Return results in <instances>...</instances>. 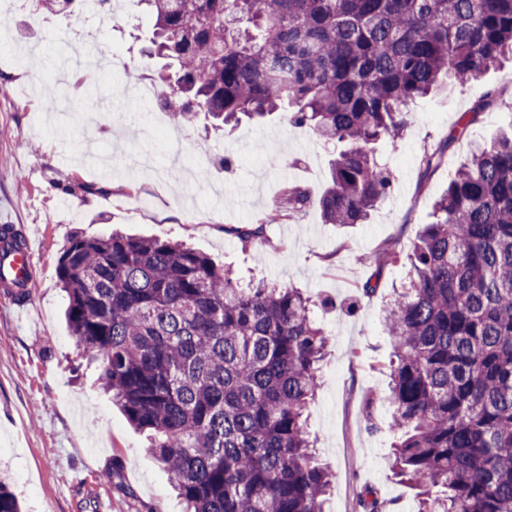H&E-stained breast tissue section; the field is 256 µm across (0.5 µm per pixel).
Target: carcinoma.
Returning <instances> with one entry per match:
<instances>
[{
  "label": "carcinoma",
  "instance_id": "cac0c4a2",
  "mask_svg": "<svg viewBox=\"0 0 512 512\" xmlns=\"http://www.w3.org/2000/svg\"><path fill=\"white\" fill-rule=\"evenodd\" d=\"M41 2L53 14L83 0ZM136 2L177 124L278 112L343 145L318 199L288 185L267 221L225 229L251 245L313 204L326 224L366 221L394 180L375 147L398 149L410 105L512 63V0ZM497 97L461 113L448 141ZM23 246L0 227L1 283ZM397 260L390 242L374 252L362 297ZM407 260L385 317L395 472L422 512H512V130L458 169ZM56 274L72 336L130 425L150 432L186 512H325L332 474L306 419L329 337L300 289L243 287L204 253L118 232L71 237ZM437 487L445 499L429 496ZM359 505L383 509L371 489ZM0 512H22L2 471Z\"/></svg>",
  "mask_w": 512,
  "mask_h": 512
}]
</instances>
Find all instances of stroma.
Segmentation results:
<instances>
[{"label": "stroma", "instance_id": "35a3bbf8", "mask_svg": "<svg viewBox=\"0 0 512 512\" xmlns=\"http://www.w3.org/2000/svg\"><path fill=\"white\" fill-rule=\"evenodd\" d=\"M129 11L125 21L97 16L74 27L60 14L39 13L34 0H0V225H16L37 243L29 299L0 297V460L11 467L25 512L183 509L145 435L100 389L64 319L67 297L56 276L62 248L74 235L116 229L187 244L243 281L301 288L318 304L330 338L308 420L333 475L326 512H361L358 494L366 488L384 512H419L414 490L394 474L397 435L386 397L393 340L384 318L405 265L384 269L373 299L355 296L372 273L364 256L387 239L407 254L457 169L478 145L512 128V66L417 101L398 150L376 149L394 182L366 223L327 224L313 207L267 225L266 243L248 246L228 227L257 223L285 185L320 196L336 146L277 115L226 127L202 116L191 127L170 125L164 135L151 103L135 112L114 109L118 79L109 72L94 91L75 92L64 111L47 112L68 48L115 53L128 68L155 74L158 62L141 54L151 27L137 5ZM23 52L25 67L13 66L11 57ZM491 89L501 90L500 99L445 146L436 171L423 174L424 153L444 146L459 114ZM272 154L278 166H269ZM85 184L98 193H83ZM109 469L107 482L101 475Z\"/></svg>", "mask_w": 512, "mask_h": 512}]
</instances>
